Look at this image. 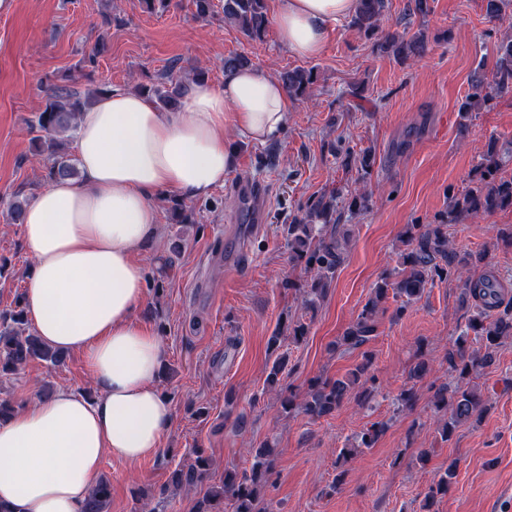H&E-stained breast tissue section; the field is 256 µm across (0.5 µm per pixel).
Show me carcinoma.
<instances>
[{"label": "carcinoma", "instance_id": "obj_1", "mask_svg": "<svg viewBox=\"0 0 512 512\" xmlns=\"http://www.w3.org/2000/svg\"><path fill=\"white\" fill-rule=\"evenodd\" d=\"M512 3L509 0H486V15L491 21L503 18ZM386 8V0H357L353 25L369 37L377 38L376 45L383 51L393 53L400 60L419 57L426 50L425 42L418 37H406L398 33L380 36V21ZM224 19L237 26L251 40L263 38L269 25L266 0H224ZM280 81L294 97H301L314 83L311 69L295 68L280 74ZM190 84L175 80L168 72L161 73L152 87H136L146 94L160 110H168L186 96ZM109 89H97L84 97L66 87L56 88L30 121L32 143L47 149L44 161L45 180L54 182L70 178L77 173L74 158L68 153L61 134L75 132L78 115L95 100L107 94ZM512 93V34L496 44L495 61L490 75H482L472 84V93L462 104L461 110L468 113L491 100L492 96ZM512 161V140L507 141V153L492 143L469 185L460 192H448V212L436 224H409L402 243L401 269L392 280L382 284L363 306L354 322L336 341V347L356 350L367 345L376 336L379 312L388 295L406 298L410 303L422 297L425 289L435 280H459L462 303L473 309L468 331L461 334L446 352L448 370L458 374L463 381L483 373L493 366L498 349L512 340V299L495 271L491 249L503 242L512 247V226L497 232L492 246L478 251L461 250L448 236V225L479 215H492L500 209L512 206V177L505 178L501 170L506 161ZM336 196L323 195L308 205L302 214L287 225L288 247L296 262L314 271L308 295L309 302L321 298L324 289L335 279L336 271L343 262L347 237L336 229V235L325 237L316 234L315 220L334 212ZM169 220L173 224H190L194 210L178 198H169ZM25 201L13 197L7 204L9 223H23ZM27 318L21 297H16L14 306L0 313V372L15 373L29 363L38 360L52 366L64 363L63 354L45 344L39 336L26 331ZM363 362L348 376L340 379L317 377L310 381L309 391L302 402L296 396L279 390L281 408L285 413L300 409L311 417H321L341 408L350 398L359 401L370 399L377 391V378L370 374L371 354L362 352ZM288 365V359L276 356L266 382L276 388L280 376ZM433 406L444 413L439 428L441 440L448 441L460 427L480 418L484 399L481 388L473 384L448 385L435 388ZM384 431V425L374 423L361 432L357 442L340 451V456L353 458L364 448H371ZM275 451L264 444L255 449V462L251 474L239 477L225 474L219 485H207L205 480L211 461L203 453H196L193 462L175 469L171 476L174 489L199 490L192 512H224L221 505L229 503L232 512H256L259 487L263 478L272 470ZM455 477V463L440 477L427 495L429 504L437 496L445 495ZM111 496V485L101 479L87 500L85 512H107Z\"/></svg>", "mask_w": 512, "mask_h": 512}]
</instances>
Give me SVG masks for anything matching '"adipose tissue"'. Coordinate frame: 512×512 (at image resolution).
Segmentation results:
<instances>
[{
	"label": "adipose tissue",
	"instance_id": "1",
	"mask_svg": "<svg viewBox=\"0 0 512 512\" xmlns=\"http://www.w3.org/2000/svg\"><path fill=\"white\" fill-rule=\"evenodd\" d=\"M356 6L279 0L272 22L292 54L312 58ZM289 112L282 82L249 66L192 84L175 109L115 89L80 113V179L51 183L25 210L23 296L35 333L82 356L96 395L61 388L0 423V512H83L105 457L159 452L174 420L157 385L167 350L138 316L146 281L134 256L159 236V198L208 197L235 168L233 135L273 141Z\"/></svg>",
	"mask_w": 512,
	"mask_h": 512
}]
</instances>
